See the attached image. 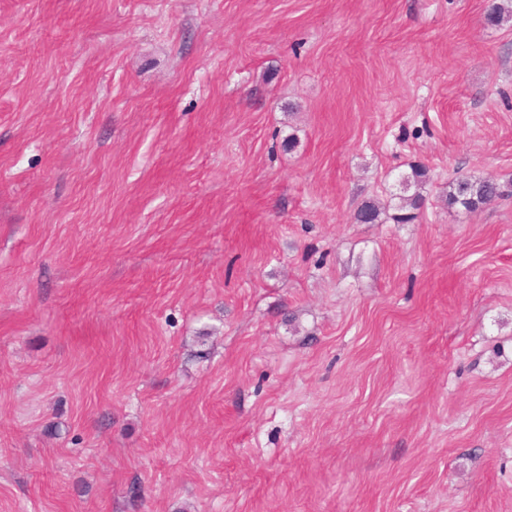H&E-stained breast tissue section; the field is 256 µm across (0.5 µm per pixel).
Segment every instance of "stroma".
I'll list each match as a JSON object with an SVG mask.
<instances>
[{
    "mask_svg": "<svg viewBox=\"0 0 512 512\" xmlns=\"http://www.w3.org/2000/svg\"><path fill=\"white\" fill-rule=\"evenodd\" d=\"M0 512H512V0H0ZM449 186V205H459L468 211L476 210L500 194V186L492 177L478 180L457 179Z\"/></svg>",
    "mask_w": 512,
    "mask_h": 512,
    "instance_id": "35a3bbf8",
    "label": "stroma"
}]
</instances>
